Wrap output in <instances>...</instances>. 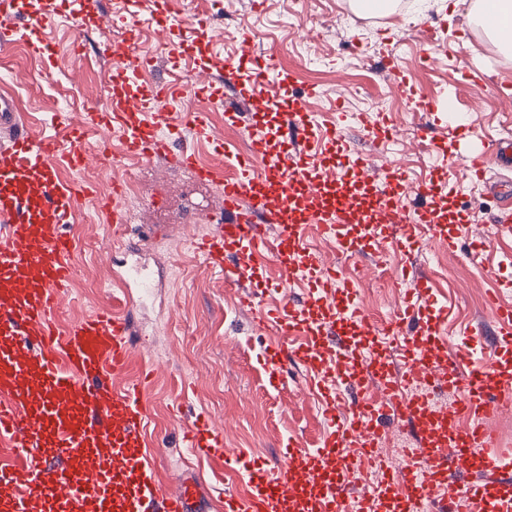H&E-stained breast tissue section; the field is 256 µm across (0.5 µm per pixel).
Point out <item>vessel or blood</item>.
<instances>
[{
  "label": "vessel or blood",
  "instance_id": "vessel-or-blood-1",
  "mask_svg": "<svg viewBox=\"0 0 512 512\" xmlns=\"http://www.w3.org/2000/svg\"><path fill=\"white\" fill-rule=\"evenodd\" d=\"M103 54L113 62L105 106L76 121L52 113L51 133L24 129L16 99L0 96V439L17 459L0 467V512H209L195 475L176 477L171 487L155 479L157 451L145 441V385L126 381L134 353L129 318L102 308L75 322L62 319L78 248L67 230L77 215V192L58 169L86 166L88 133H115L124 156L163 157L193 169L200 180L212 179L210 167L188 148L173 149L168 138L187 124L197 138L214 139L202 113L189 118L171 111L160 90L128 93V74L144 66L132 36L108 39ZM253 66L268 102L293 116V139L335 138V129L321 128L305 112L304 99L284 96L287 74L272 73L263 60ZM240 71L239 64L225 65L224 84L235 92L225 103L232 119L247 99ZM249 138L248 154L236 159V176L216 186L217 221L192 245L226 281L247 284L243 306L255 305L263 283L258 261L271 247L280 256L282 282L310 289L311 303L259 311V323L275 336L262 360L274 386L284 381L286 363L304 367V388L319 399L327 429L315 449L288 441L275 466L236 453L249 489L225 492L223 512H349L353 499L376 512L390 497L401 512L425 502L439 512H512V454L494 452L492 440L469 423L489 414L511 417L512 380L497 379L492 368L459 374L471 356L467 349L449 363L421 348L410 351L397 374L383 371L375 352H353L351 330L399 337L412 330L420 309L399 308L375 326L354 306L333 259L311 252L307 243L312 232L336 240L345 252L376 243L401 250L406 227H432L434 210L404 204L406 174L394 162L378 165L361 155L345 165L332 151L312 165L300 153L285 161L257 121ZM345 171L381 186L370 210L340 190ZM443 177L483 181L482 154L463 155ZM354 223L363 225V234L352 233ZM326 295L333 298L327 305L321 302ZM441 384L465 392L438 410L418 388ZM388 419L420 426L416 447L402 449L398 468L378 452L379 423ZM183 431L192 452L224 454V433L210 416H191Z\"/></svg>",
  "mask_w": 512,
  "mask_h": 512
}]
</instances>
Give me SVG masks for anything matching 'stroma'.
Listing matches in <instances>:
<instances>
[{"label": "stroma", "mask_w": 512, "mask_h": 512, "mask_svg": "<svg viewBox=\"0 0 512 512\" xmlns=\"http://www.w3.org/2000/svg\"><path fill=\"white\" fill-rule=\"evenodd\" d=\"M397 2L393 13L375 18L356 13L350 0H181L176 25L158 11L155 0H141L134 9L126 0L108 5L118 25L133 29L136 51L153 60L135 89L184 85L187 111L205 113L222 137L219 149L195 140L184 126L174 142L194 149L216 176L232 174L229 159L244 152L250 139L244 123L212 111L209 96L192 90V77L203 67L213 81H221L226 61L247 52L292 73L288 95H302L310 85L321 88L311 111L320 125H339L356 152L371 150L358 116L375 123L389 120L395 131L391 157L416 185L433 182V168L442 160L472 150L489 152L495 141L512 140V111H505L498 97L500 89H512V57L500 54L471 23L475 0H429L421 14L411 10V0ZM35 4L44 19L37 32L45 47L41 55L28 41V15ZM104 5L103 0H19L12 20L19 38L0 47V92L16 98L33 130L42 129L58 100L72 101L81 112L105 105L112 63L100 52L106 33L96 25ZM201 20L210 26L205 49L194 32ZM427 55L435 56L436 64L424 63ZM390 62L410 74L413 95H403L390 79ZM438 96L451 99L452 111L433 115L419 108L420 100ZM89 148L96 158L86 169L63 173L78 189L74 230L80 242L65 319L77 321L103 304L130 316L135 354L128 381H135L145 361L157 369L147 393L151 420L146 439L162 447L155 461L160 481L170 482L187 469L200 477L203 494L246 493V478L224 458L197 457L185 447L186 416L208 414L223 427L229 451H245L273 466L288 439L306 448L319 445L326 427L323 414L314 398L300 391L301 367H291L286 383L269 384L261 356L271 334L259 325L254 310L240 305L241 286L225 283L190 249V238L210 228V207L189 214L179 210L178 200L195 191L215 198L214 184L164 159L114 163L119 152L114 137L104 144L90 141ZM135 167L143 173L141 195L128 207V233L117 234L99 211L97 197ZM429 201L447 215L458 208L468 213L465 226H447L453 250L429 237L419 253H388L380 267L368 252L336 255V265L352 282L361 311L379 318L404 305L405 291L393 282L407 263H414L429 275L445 307L443 324L434 334L438 358H449L469 344L474 332L484 338L476 352L481 363L504 365L512 352L497 342L500 327L490 308L472 301L473 294L492 293L512 305V230H497L490 222L499 201L472 187L442 191ZM155 224H177L183 233L176 238L139 236V229ZM492 232L498 235L496 248L482 253L469 286L461 287L452 276L454 268ZM187 381L199 384L198 395L184 397Z\"/></svg>", "instance_id": "35a3bbf8"}]
</instances>
